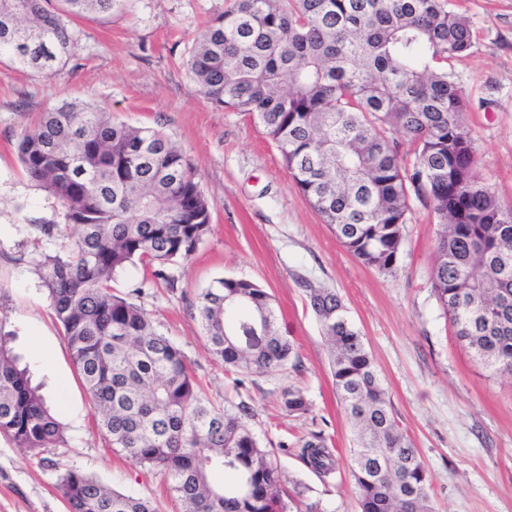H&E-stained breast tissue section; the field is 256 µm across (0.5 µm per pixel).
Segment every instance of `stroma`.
Instances as JSON below:
<instances>
[{"mask_svg":"<svg viewBox=\"0 0 512 512\" xmlns=\"http://www.w3.org/2000/svg\"><path fill=\"white\" fill-rule=\"evenodd\" d=\"M475 41L454 71L472 107L465 115L478 172L512 204V0H452ZM233 0H124L112 13L74 19L77 44L47 79L0 64V332L40 383L64 423L63 443L31 453L0 438V512H67L58 476L69 468L126 495L182 512L157 469L132 464L95 426V410L32 259L62 253L76 238L61 202L24 172L17 145L41 112L70 101L108 108L128 124L157 130L181 148L214 201L211 231L188 260L171 267L176 288L148 280L141 265L112 287L143 286L141 306L184 352L213 401L246 402L249 424L281 469L325 512H358L350 469L351 426L335 391L320 324L303 283L336 290L362 333L400 427L427 472L436 512H512V379L479 364L456 339L431 288L438 232L412 203L394 273L358 261L295 186L284 159L249 117L208 102L188 72L207 22ZM38 224L58 228L53 236ZM244 278L273 297L280 331L301 358L290 382L312 404L302 418L280 407L278 383L234 374L209 351L194 305L224 277ZM322 433L339 459L329 477L307 468L294 447ZM288 450H281V443Z\"/></svg>","mask_w":512,"mask_h":512,"instance_id":"stroma-1","label":"stroma"}]
</instances>
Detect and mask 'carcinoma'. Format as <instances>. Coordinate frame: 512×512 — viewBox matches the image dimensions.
<instances>
[{"label":"carcinoma","mask_w":512,"mask_h":512,"mask_svg":"<svg viewBox=\"0 0 512 512\" xmlns=\"http://www.w3.org/2000/svg\"><path fill=\"white\" fill-rule=\"evenodd\" d=\"M0 0V59L52 76L77 43L71 19L117 0ZM473 32L450 0H236L196 38L189 57L201 94L243 112L280 149L291 177L361 263L395 270L416 199L441 224L432 288L457 339L512 377V204L479 176L464 121L470 100L448 63L470 55ZM409 138L401 152L396 135ZM27 174L78 228L72 249L34 259L97 426L135 465L157 468L184 512H325L306 503L248 420L251 408L205 397L184 352L134 297L112 292L136 262L175 288L169 265L211 230L213 202L161 132L66 103L21 135ZM330 347L336 394L352 422L359 512H434L417 449L401 430L363 336L336 291L302 282ZM195 309L209 350L243 377L279 385L283 410L304 417L295 344L271 294L220 278ZM0 436L29 452L64 441V426L0 334ZM299 457L329 474L338 459L322 433ZM221 469L224 483L212 472ZM68 512H159L75 469L59 476Z\"/></svg>","instance_id":"cac0c4a2"}]
</instances>
